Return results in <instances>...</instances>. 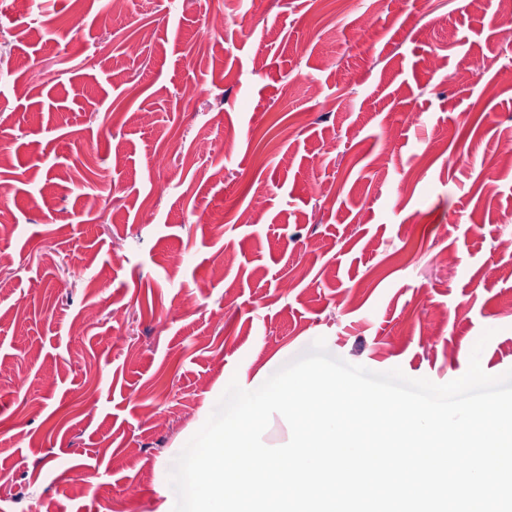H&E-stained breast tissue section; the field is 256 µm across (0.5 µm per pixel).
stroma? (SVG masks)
I'll list each match as a JSON object with an SVG mask.
<instances>
[{
  "label": "stroma",
  "mask_w": 512,
  "mask_h": 512,
  "mask_svg": "<svg viewBox=\"0 0 512 512\" xmlns=\"http://www.w3.org/2000/svg\"><path fill=\"white\" fill-rule=\"evenodd\" d=\"M510 26L0 0V512H159L208 393L319 338L444 384L490 329L482 369H512Z\"/></svg>",
  "instance_id": "obj_1"
}]
</instances>
